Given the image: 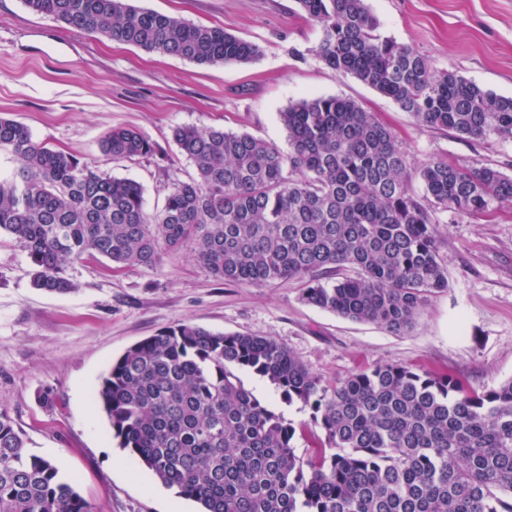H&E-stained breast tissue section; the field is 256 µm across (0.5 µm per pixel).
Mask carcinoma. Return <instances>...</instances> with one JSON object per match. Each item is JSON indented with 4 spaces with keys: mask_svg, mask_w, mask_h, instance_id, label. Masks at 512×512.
Returning <instances> with one entry per match:
<instances>
[{
    "mask_svg": "<svg viewBox=\"0 0 512 512\" xmlns=\"http://www.w3.org/2000/svg\"><path fill=\"white\" fill-rule=\"evenodd\" d=\"M70 29L205 65L248 63L262 50L221 28L129 0H24ZM320 28L317 54L429 128L512 140V96L484 90L379 31L366 0H297ZM279 118L289 150L247 133L178 126L195 176L161 209L140 183L36 142L0 117V149L20 167L0 177V235L26 252L32 284L72 291L69 267L104 257L153 267L192 246L225 284L295 281L302 299L392 333L411 330L448 288L436 224L490 216L512 202V177L489 166L420 165L356 102L313 97ZM112 160L147 157L134 127L100 142ZM422 194L410 188L412 174ZM249 371L310 408L325 443L306 459L297 428L244 388ZM96 401L120 448L201 512H512V379L484 391L451 376L381 363L334 384L277 341L185 322L129 347ZM334 453L326 454V449ZM0 512H90L60 467L26 447L0 409Z\"/></svg>",
    "mask_w": 512,
    "mask_h": 512,
    "instance_id": "cac0c4a2",
    "label": "carcinoma"
}]
</instances>
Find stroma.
Listing matches in <instances>:
<instances>
[{
    "instance_id": "stroma-1",
    "label": "stroma",
    "mask_w": 512,
    "mask_h": 512,
    "mask_svg": "<svg viewBox=\"0 0 512 512\" xmlns=\"http://www.w3.org/2000/svg\"><path fill=\"white\" fill-rule=\"evenodd\" d=\"M190 23L220 27L260 46L244 64L201 65L72 30L0 0V117L28 127L47 147L67 150L109 174L140 183L148 210L194 167L172 139L174 127L213 126L287 148L279 113L303 98H349L388 126L416 162L440 157L512 176V143L459 137L420 126L394 102L316 53L319 27L296 0H134ZM383 35L483 89L512 96V0H367ZM134 127L155 155L112 161L102 138ZM448 288L415 327L394 334L304 303L298 283L261 288L216 281L189 249L155 267L113 269L101 257L73 264V292L33 288L26 252L0 238V405L29 448L57 461L91 512H200L126 450L95 403L102 377L127 348L159 330L191 322L214 332L275 339L325 381L394 362L447 374L477 389L512 378V205L489 218L458 217L438 227ZM244 387L298 429L309 457L321 436L309 408L284 403L250 372Z\"/></svg>"
}]
</instances>
